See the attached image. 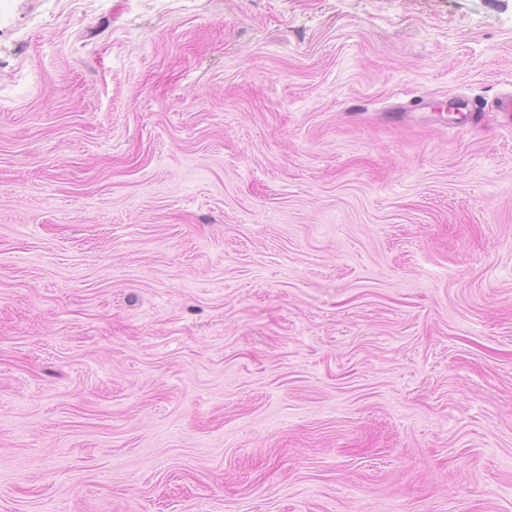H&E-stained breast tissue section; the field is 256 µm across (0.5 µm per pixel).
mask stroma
I'll return each mask as SVG.
<instances>
[{"label":"stroma","instance_id":"35a3bbf8","mask_svg":"<svg viewBox=\"0 0 512 512\" xmlns=\"http://www.w3.org/2000/svg\"><path fill=\"white\" fill-rule=\"evenodd\" d=\"M512 0H0V512H512Z\"/></svg>","mask_w":512,"mask_h":512}]
</instances>
